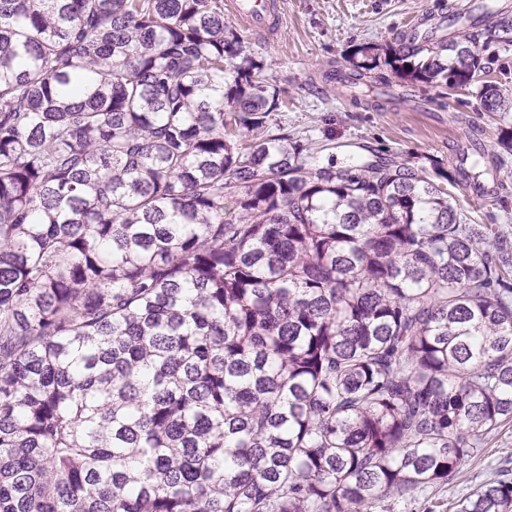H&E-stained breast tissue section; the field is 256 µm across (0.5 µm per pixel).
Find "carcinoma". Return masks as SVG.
<instances>
[{
  "label": "carcinoma",
  "instance_id": "cac0c4a2",
  "mask_svg": "<svg viewBox=\"0 0 512 512\" xmlns=\"http://www.w3.org/2000/svg\"><path fill=\"white\" fill-rule=\"evenodd\" d=\"M494 14L331 78L497 112ZM282 103L224 0H0V512H393L512 423V252L444 187L493 158L325 164Z\"/></svg>",
  "mask_w": 512,
  "mask_h": 512
}]
</instances>
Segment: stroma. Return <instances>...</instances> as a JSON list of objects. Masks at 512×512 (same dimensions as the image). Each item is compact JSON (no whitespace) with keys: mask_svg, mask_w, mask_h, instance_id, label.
<instances>
[{"mask_svg":"<svg viewBox=\"0 0 512 512\" xmlns=\"http://www.w3.org/2000/svg\"><path fill=\"white\" fill-rule=\"evenodd\" d=\"M282 25L267 41L252 46L269 63L271 84L285 102L279 125L302 138L324 158L344 165L350 155L377 153L420 168L436 162L451 167L459 150L480 143L497 147L500 132L512 128V110L484 111L475 93L449 95L434 103L435 90L424 84L416 96L424 109H367L341 96L325 75L346 65L354 45L381 47L428 14L452 13L460 0H278ZM503 186L497 195L476 198L466 185L452 187L458 210L468 223L490 224L512 241V154H503ZM512 472V424L501 427L442 489L415 493L396 503L394 512H456L460 498L480 485Z\"/></svg>","mask_w":512,"mask_h":512,"instance_id":"obj_1","label":"stroma"}]
</instances>
